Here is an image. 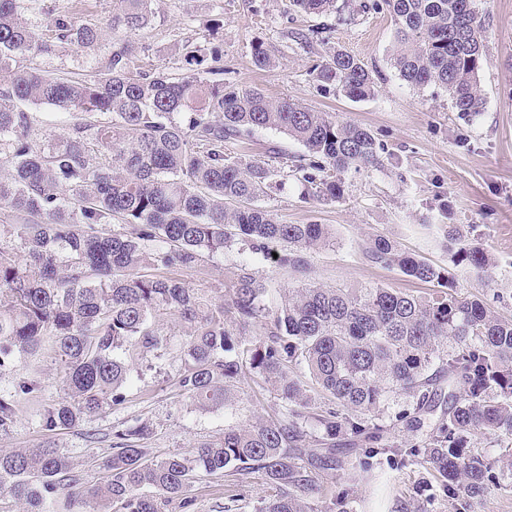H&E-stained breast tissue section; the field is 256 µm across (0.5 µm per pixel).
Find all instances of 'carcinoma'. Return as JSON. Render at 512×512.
<instances>
[{
	"mask_svg": "<svg viewBox=\"0 0 512 512\" xmlns=\"http://www.w3.org/2000/svg\"><path fill=\"white\" fill-rule=\"evenodd\" d=\"M26 0H0V370L39 355L50 342L60 364L64 397L39 413L44 431L66 430L126 400L135 356L167 346L153 327L175 315L185 328L177 378L198 408L231 404V384L255 375L284 402L275 416L224 429L188 454L155 458L140 442L142 422L116 426L106 479L85 486L49 445L0 452V501L66 505L84 512L92 501L115 512H196L188 493L203 476L224 475L241 486L263 477L268 494L254 512H351L345 485L328 491L322 472L357 467L336 458V438L385 449L382 424L392 393L415 399L396 420L412 432L438 405L448 409L424 445L435 491L468 512L494 481L493 465L471 448L483 438L512 437V317L479 298L463 297L448 268L378 236L366 254L384 268L433 285L420 298L393 288H290L276 310L251 264L263 257L307 275L311 254L329 243L323 224H284L258 198L293 177L312 196L334 203L344 174L380 164V146L362 126L340 122L286 98L243 86L177 77L163 68L135 73L131 35L152 19L151 0H115L108 27L120 34L105 70L87 80L37 73L17 59L49 54L54 44L22 20ZM305 14L343 16L338 0H289ZM385 11L394 24L390 64L407 85L436 86L463 118L484 111L479 71L486 35L477 0H373L362 11ZM47 24L62 44L89 47L101 27L66 14ZM252 63L275 56L261 43ZM328 94L361 101L375 95L372 71L341 49L310 70ZM46 104L65 117L61 138L37 141L23 104ZM256 128L278 131L304 153L279 165L244 161L226 149ZM117 221L110 235L99 224ZM455 266L480 273L491 257L456 230L447 232ZM16 242L19 248L11 243ZM279 245L277 255L272 246ZM238 248L232 284L217 299L154 274L160 267H197L204 255ZM263 325L262 337L252 338ZM452 339L455 348L442 346ZM298 366L327 398L320 407L292 374ZM42 389L35 378L0 389V430L18 417L22 397ZM321 436L310 444L307 423Z\"/></svg>",
	"mask_w": 512,
	"mask_h": 512,
	"instance_id": "obj_1",
	"label": "carcinoma"
}]
</instances>
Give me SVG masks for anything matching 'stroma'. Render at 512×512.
Masks as SVG:
<instances>
[{
	"instance_id": "obj_1",
	"label": "stroma",
	"mask_w": 512,
	"mask_h": 512,
	"mask_svg": "<svg viewBox=\"0 0 512 512\" xmlns=\"http://www.w3.org/2000/svg\"><path fill=\"white\" fill-rule=\"evenodd\" d=\"M362 0H349L354 20L341 24L332 15L292 12L288 0H154V20L133 38L136 62L144 68L162 67L176 76L205 77L221 67L225 85H251L274 98H289L344 121L357 123L382 146L377 169L348 171L345 194L336 203L303 198L302 187L288 180L280 193L263 197L261 204L285 224H324L331 236L328 246L311 257L313 282L332 288L384 286L422 296L430 284L409 278L396 269L370 262L368 244L383 235L430 262L454 269L459 290L477 296L493 311L512 315V0H479L486 28L487 59L479 73L485 96L484 111L459 118L447 94L437 88L422 90L400 80L389 63L394 27L387 13L359 12ZM113 0H31L24 17L44 26L46 12L70 13L102 25L104 31L90 48L58 45L49 55L21 59L23 67L68 78H87L101 70L112 55L113 39L106 24ZM303 33L309 45L295 41ZM261 42L276 57L273 68L260 70L251 61V46ZM358 56L377 72L373 98L353 102L323 94L309 72L327 48ZM195 49L197 60L185 57ZM243 159H271L273 151L301 153V146L284 134L258 130L230 143ZM453 224L473 232L495 263L484 273L453 266L442 248L443 227ZM237 252L204 258L195 269L169 267L164 276L199 289L221 288L235 273ZM167 333V348L148 353L135 366L125 387L123 405L106 409L100 418L56 432L38 427L36 416L61 397L59 364L51 348H44L38 367L24 363L0 372V388L20 378L37 375L42 390L22 399L16 422L0 431V450L54 445L67 455L81 481L89 486L104 479L100 466L109 455L112 428L117 424L147 422L153 435L146 446L152 455L188 452L198 442L222 436L227 426L245 421L253 404L264 415L281 410L283 402L258 377L248 378L239 402L200 409L176 385L182 364V328L176 317L157 323ZM412 399L391 395L384 419L392 447L373 455L368 448H353L348 439L336 440V455L351 462H367L351 494L356 512H394L397 501L427 512H454L450 502L429 500L426 467L402 459L400 452L421 446L434 427L436 415L427 416L421 432H410L396 421L398 412L411 408ZM189 493L198 512H253L264 495L260 476L242 487L241 502L230 497L227 477L205 476Z\"/></svg>"
}]
</instances>
